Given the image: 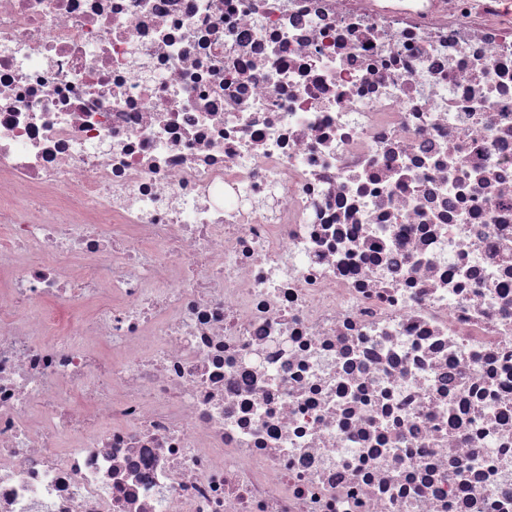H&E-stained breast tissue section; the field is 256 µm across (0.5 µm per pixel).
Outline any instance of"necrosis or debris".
Wrapping results in <instances>:
<instances>
[{"instance_id":"1","label":"necrosis or debris","mask_w":512,"mask_h":512,"mask_svg":"<svg viewBox=\"0 0 512 512\" xmlns=\"http://www.w3.org/2000/svg\"><path fill=\"white\" fill-rule=\"evenodd\" d=\"M0 512H512V6L0 0Z\"/></svg>"}]
</instances>
